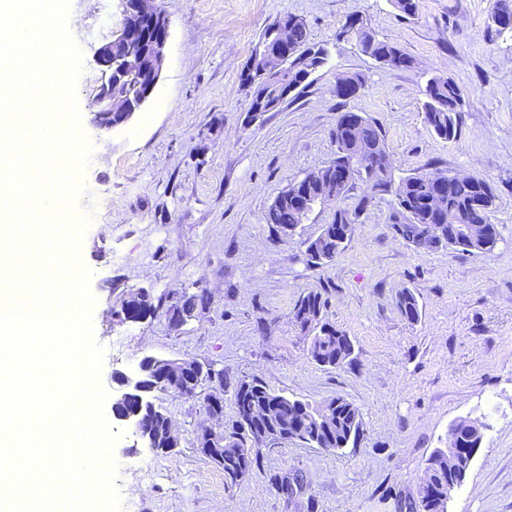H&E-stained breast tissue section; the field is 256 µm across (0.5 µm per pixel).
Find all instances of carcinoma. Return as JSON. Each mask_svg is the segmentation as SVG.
Instances as JSON below:
<instances>
[{
  "label": "carcinoma",
  "mask_w": 512,
  "mask_h": 512,
  "mask_svg": "<svg viewBox=\"0 0 512 512\" xmlns=\"http://www.w3.org/2000/svg\"><path fill=\"white\" fill-rule=\"evenodd\" d=\"M284 22L291 24V46L302 53L313 49L315 54L303 67L286 68L278 83H272L267 76L257 73L241 77L242 85L250 89L252 109L280 105L327 63V50L311 43L306 22L297 16L287 14L276 19L264 29L261 37L275 42L278 28ZM358 48L385 65L406 68L412 64L410 57L397 46L376 39L367 30L362 33ZM464 103L463 90L451 78L434 76L428 79L422 105L425 124L441 139L450 141L457 138ZM347 118L358 126L355 139L347 137L349 130L344 127ZM331 139L335 146L334 156L350 167V176L345 181L330 174L333 170L330 163L318 169L326 176L332 175L331 190L335 192V199L343 201L348 198L358 181L366 185V192L359 196L354 209L337 207L330 222L321 225L317 234L303 240L308 265L318 267L333 261L345 248V243L350 241L356 219L367 209L374 195L390 191L394 194L393 227L417 250L432 252L448 246L463 252L486 253L497 244L500 232L492 221L495 192L487 180L443 171L441 183L435 185L426 178L431 173L427 169L394 181L382 128L356 112L340 113ZM320 190V184L307 181L305 176L283 188L265 213V222L271 226L272 232L277 236L296 234L308 219L309 212L323 203L319 198ZM436 198L447 215L448 233L441 238L430 234L434 223L431 203ZM139 297L138 311L150 315L166 302L165 298H156L146 289L140 290ZM208 305L206 290L185 292L168 305L167 310L176 311V314L167 316L168 323L177 329L184 317L204 310ZM325 306L322 294L310 291L295 303L292 318L301 327L311 326L313 339L307 348L309 357L320 366L335 367L350 357L353 344L349 336L326 320ZM395 307L410 322L421 317L418 300L409 289L398 292ZM233 404L236 419L225 429L224 440L237 452V458L221 466L224 476L232 481L252 476L258 466L261 444L241 422L254 409L288 421L293 426L294 441L318 448L336 451L346 448L362 430L357 408L341 396L313 406L276 391L258 379L240 383L233 392ZM452 429L457 434L456 447L436 448L427 459L423 478L428 481L429 491L419 497L416 512H445L448 499L463 484L473 453L481 445L482 433L476 422L458 420Z\"/></svg>",
  "instance_id": "cac0c4a2"
}]
</instances>
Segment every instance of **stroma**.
Segmentation results:
<instances>
[{"mask_svg":"<svg viewBox=\"0 0 512 512\" xmlns=\"http://www.w3.org/2000/svg\"><path fill=\"white\" fill-rule=\"evenodd\" d=\"M170 25L161 78L125 126L93 123L100 84L95 53L112 39L121 0H70L68 26L82 52L76 100L93 149L77 207L89 215L80 248L89 269L93 336L105 349L100 384L111 414L113 372L147 356L196 359L224 369V415L201 398H151L171 418L178 446L142 447L113 421L120 512H412L426 461L461 418L478 419L482 443L447 512H512V32L489 29L494 0H418L415 16L391 0H158ZM304 19L327 64L257 124L240 72L267 25ZM360 16L413 61L396 68L361 54L338 32ZM363 87L339 104L337 76ZM436 75L466 93L461 132L432 134L422 91ZM383 129L393 174L427 168L488 180L500 232L488 253H424L391 223L392 197L376 196L329 265L310 268L300 237L273 239L265 213L276 195L324 166L340 109ZM176 295L206 289L210 304L172 330L165 315L121 325L112 312L132 288ZM411 289L418 322L394 298ZM321 292L325 316L354 342L350 361L325 368L307 355L291 312ZM260 378L312 404L341 396L362 419L353 444L330 451L288 442L261 448L253 477L237 482L197 452L198 431L235 418L237 383ZM294 479L292 493L274 479Z\"/></svg>","mask_w":512,"mask_h":512,"instance_id":"obj_1","label":"stroma"}]
</instances>
